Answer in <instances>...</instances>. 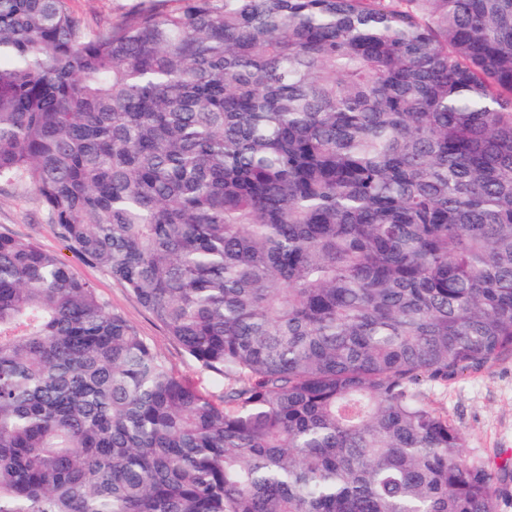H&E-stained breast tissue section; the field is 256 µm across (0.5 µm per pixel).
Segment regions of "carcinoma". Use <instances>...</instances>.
I'll use <instances>...</instances> for the list:
<instances>
[{
  "label": "carcinoma",
  "instance_id": "carcinoma-1",
  "mask_svg": "<svg viewBox=\"0 0 512 512\" xmlns=\"http://www.w3.org/2000/svg\"><path fill=\"white\" fill-rule=\"evenodd\" d=\"M0 0V512H497L429 392L512 357V0ZM142 0H69L71 12L83 20L101 19L117 22ZM0 234L33 242L56 253L80 277L90 282L112 310L123 316L176 371L196 381H206L197 364L122 283L99 265L80 257L62 239L57 224L52 223L47 210L30 190L0 185Z\"/></svg>",
  "mask_w": 512,
  "mask_h": 512
}]
</instances>
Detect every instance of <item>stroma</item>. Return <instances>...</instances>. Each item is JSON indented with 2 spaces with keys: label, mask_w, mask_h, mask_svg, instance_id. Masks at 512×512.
<instances>
[{
  "label": "stroma",
  "mask_w": 512,
  "mask_h": 512,
  "mask_svg": "<svg viewBox=\"0 0 512 512\" xmlns=\"http://www.w3.org/2000/svg\"><path fill=\"white\" fill-rule=\"evenodd\" d=\"M0 234L33 242L54 252L90 282L112 310L152 345L180 374L199 380L203 374L181 346L119 281L99 265L80 257L65 242L47 210L27 189L0 185ZM430 400L448 412L466 436V459L498 473V512H512V358L494 367L465 375L448 387L435 389Z\"/></svg>",
  "instance_id": "obj_1"
}]
</instances>
